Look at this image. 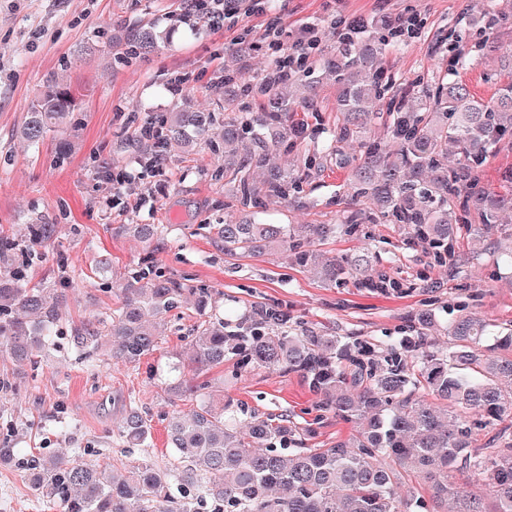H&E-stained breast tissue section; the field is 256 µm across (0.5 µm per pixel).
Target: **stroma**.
Listing matches in <instances>:
<instances>
[{
  "mask_svg": "<svg viewBox=\"0 0 512 512\" xmlns=\"http://www.w3.org/2000/svg\"><path fill=\"white\" fill-rule=\"evenodd\" d=\"M489 3L512 13V0H273L266 11L239 13L213 28L207 19L186 13L183 0H0V237L20 249L26 225L52 226L48 247L33 259L28 274L34 285L69 279L66 329L118 306L117 293L93 285L101 262L109 263V274L117 279L149 257L174 278H190L223 293L221 310L229 319L263 303L288 310L311 331L396 339L418 311L432 310L444 322L453 304L467 300L490 324L511 326L512 273L498 269L496 256L512 248V212L503 215L502 229L488 233L482 252L456 242L450 269L431 264L422 243L395 224H365L357 237L317 240L315 249L330 258L367 254L373 269L395 281L391 288H369L350 279L330 284L274 247L256 256L224 254L208 230L237 215L224 198L223 181L211 176L221 157L204 146L189 151L175 145L168 148L160 175L147 177L134 143L138 121L171 110L166 84L172 76L189 75L196 87L187 97L192 106L221 111L224 97L211 85L224 71L225 49L242 31L261 45L269 27L294 34L315 27L321 54L309 59L306 69L316 72L334 50L335 21L351 15L370 20L419 15L423 31L386 50L388 72L402 83L450 72L476 97L491 99L497 84L464 36ZM145 23L170 31L169 40L130 65L109 52L105 39L119 41L125 27ZM453 32L462 36L465 64L452 72L447 38ZM55 80L71 87L78 106L67 130L30 146L19 129L32 101ZM319 94L324 112H297L291 119L308 123L323 143L332 138L338 114L334 88L322 84ZM64 141L71 151L62 161L58 151ZM102 160L122 168L130 182L114 189L98 166ZM349 194L348 170L330 164L308 177L302 202L270 203L263 218L270 224H332L337 201ZM126 224H166L170 230L163 241L148 245L123 232ZM190 310L185 303L170 312L156 351L137 364H115L103 355L85 359L64 338L34 369L17 367L0 354V380L11 385L10 391H0V439L16 433L23 440L19 459L0 464V512H61L31 487L22 465L45 451L117 469L145 459L162 467L173 463L165 417L196 407L194 398L167 392V366L185 348ZM232 370L228 362L201 371L199 379L214 399L312 426L308 447L321 448L352 433L351 424L320 412L301 374L257 369L235 378ZM131 404L150 421L149 451L126 447L118 434Z\"/></svg>",
  "mask_w": 512,
  "mask_h": 512,
  "instance_id": "35a3bbf8",
  "label": "stroma"
}]
</instances>
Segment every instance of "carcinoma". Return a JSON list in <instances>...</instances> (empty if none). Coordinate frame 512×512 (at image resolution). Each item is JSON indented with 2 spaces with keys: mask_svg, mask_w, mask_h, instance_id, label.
Listing matches in <instances>:
<instances>
[{
  "mask_svg": "<svg viewBox=\"0 0 512 512\" xmlns=\"http://www.w3.org/2000/svg\"><path fill=\"white\" fill-rule=\"evenodd\" d=\"M509 17L486 9L470 23L469 37L494 60L489 77L512 68V42L490 40ZM168 34L150 24L127 27L116 44L126 62L141 58ZM224 54V78L214 89L224 94V111L237 117L220 122L213 112H168L140 125L139 142L148 173L155 155L173 142L205 144L224 165V178L240 214L237 222L209 225L229 256L254 254L270 246L289 252L300 265H321L328 282L344 275L369 281L386 276L364 258L319 263L311 236L354 235L363 224H396L426 246L441 267L453 261L456 231L466 227L470 244L481 245L486 230L512 211V190L494 193L480 183L489 150L512 146V79L485 101L468 86L446 76L419 79L408 87L381 65L385 38L348 36L336 28V54L327 61L336 85L341 119L335 142L300 151V133L288 124L296 108L322 111L317 86L307 83L300 101L283 93L300 78L275 73L284 66L273 57L262 78L251 81L235 65L250 48ZM77 99L68 87L51 86L26 112L21 135L38 146L64 129ZM386 114V134L370 127ZM354 143L353 160L343 146ZM298 153L297 163L270 170L256 181L252 173L273 153ZM350 167L351 199L337 224H266L261 214L272 199H299L303 178L331 160ZM122 231L147 242L164 240L167 224H122ZM50 230L28 226V249L38 257ZM11 244L0 241V353L17 363L37 365L54 348L62 320L66 281L31 287L23 267H11ZM121 306L96 321L70 330L83 354L105 350L117 362L136 364L157 347L156 325L183 301H192L203 320L189 331L187 361L173 366L169 392L193 396L197 408L168 418L169 447L182 466L161 467L144 460L126 472L107 470L49 453L30 460L34 490L61 505L63 512H512V434L474 444L477 430L512 422V329L497 332L468 305L457 306L448 323V345L426 341L435 315L414 317L399 344L385 347L346 336L299 329L288 312L255 305L232 322L217 313L221 294L204 285L171 278L152 261L124 277ZM493 339L501 355L481 358L480 347ZM236 361L237 369H279L307 379L321 408L353 425L354 433L327 448H307L299 428L236 407L215 404L208 385L187 376L186 366L204 368ZM151 425L142 412L125 410L119 436L129 448L148 447ZM470 474L477 490L457 487L452 475ZM409 477L427 483L428 497L403 492Z\"/></svg>",
  "mask_w": 512,
  "mask_h": 512,
  "instance_id": "cac0c4a2",
  "label": "carcinoma"
}]
</instances>
